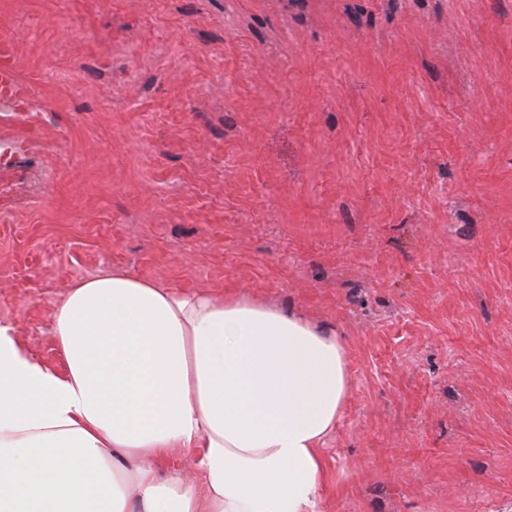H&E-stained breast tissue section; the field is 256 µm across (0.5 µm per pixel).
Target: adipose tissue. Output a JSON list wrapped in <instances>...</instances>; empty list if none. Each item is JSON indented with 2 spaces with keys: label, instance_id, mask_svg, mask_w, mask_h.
Returning a JSON list of instances; mask_svg holds the SVG:
<instances>
[{
  "label": "adipose tissue",
  "instance_id": "ef3b65f1",
  "mask_svg": "<svg viewBox=\"0 0 512 512\" xmlns=\"http://www.w3.org/2000/svg\"><path fill=\"white\" fill-rule=\"evenodd\" d=\"M52 334L58 369L0 326V512H323L336 334L121 268L74 282Z\"/></svg>",
  "mask_w": 512,
  "mask_h": 512
}]
</instances>
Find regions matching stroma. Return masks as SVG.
<instances>
[{
    "mask_svg": "<svg viewBox=\"0 0 512 512\" xmlns=\"http://www.w3.org/2000/svg\"><path fill=\"white\" fill-rule=\"evenodd\" d=\"M0 323L120 267L341 336L325 512H512V0H0ZM0 90L5 95L27 100L29 86L18 75L14 51L9 42H0Z\"/></svg>",
    "mask_w": 512,
    "mask_h": 512,
    "instance_id": "stroma-1",
    "label": "stroma"
}]
</instances>
